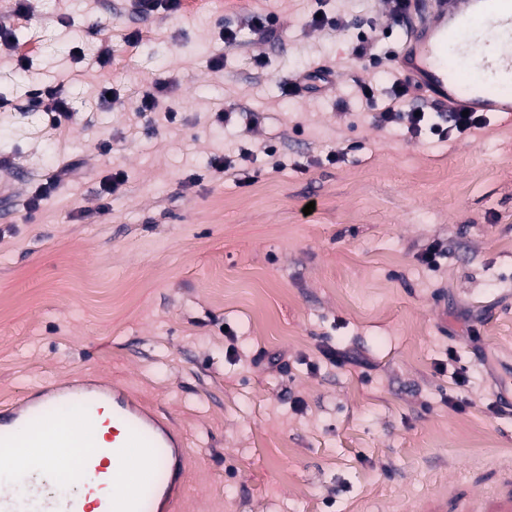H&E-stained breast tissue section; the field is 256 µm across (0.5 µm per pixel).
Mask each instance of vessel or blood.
I'll use <instances>...</instances> for the list:
<instances>
[{
	"mask_svg": "<svg viewBox=\"0 0 512 512\" xmlns=\"http://www.w3.org/2000/svg\"><path fill=\"white\" fill-rule=\"evenodd\" d=\"M424 16L409 26L396 61L426 97L449 109L512 112L494 88L512 83V39L490 50L448 58L482 22L512 28V0H419ZM43 422L31 432L33 422ZM91 480L83 493L20 500L0 483V512H180L190 463L183 435L124 386L80 378L45 383L20 402L0 406V460L30 459ZM150 482L151 494L137 487ZM424 512H512V492L434 498Z\"/></svg>",
	"mask_w": 512,
	"mask_h": 512,
	"instance_id": "obj_1",
	"label": "vessel or blood"
}]
</instances>
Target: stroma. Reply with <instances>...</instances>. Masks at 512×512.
Masks as SVG:
<instances>
[{
  "instance_id": "obj_1",
  "label": "stroma",
  "mask_w": 512,
  "mask_h": 512,
  "mask_svg": "<svg viewBox=\"0 0 512 512\" xmlns=\"http://www.w3.org/2000/svg\"><path fill=\"white\" fill-rule=\"evenodd\" d=\"M250 11L274 13L275 35L242 24ZM316 11L325 24L307 27ZM387 15L384 0H192L176 15L30 0L12 27L33 67L0 75V404L81 375L125 385L186 438L183 512H420L512 484V112L444 142L378 127L349 83L390 87L406 27ZM372 29L376 60L356 58ZM105 35L111 64L77 63ZM317 65L347 110L284 92ZM34 80L78 102L57 131L24 106ZM159 81L164 111L136 118ZM104 86L123 106H91ZM222 105L261 121L224 125ZM235 139L249 160L211 173ZM73 161L79 181L29 212ZM116 171L126 184L102 199ZM434 241L436 268L419 258ZM79 168L76 163H69L63 166L57 173L44 184V187L29 199L28 208L31 212H36L41 208L46 197L56 188L63 177H70L76 174Z\"/></svg>"
}]
</instances>
